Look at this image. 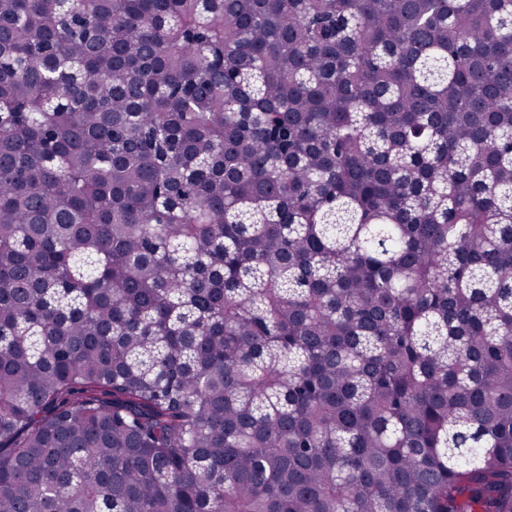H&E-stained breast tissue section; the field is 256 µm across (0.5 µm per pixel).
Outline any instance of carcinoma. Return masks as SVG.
I'll list each match as a JSON object with an SVG mask.
<instances>
[{
    "mask_svg": "<svg viewBox=\"0 0 512 512\" xmlns=\"http://www.w3.org/2000/svg\"><path fill=\"white\" fill-rule=\"evenodd\" d=\"M0 512H512V0H0Z\"/></svg>",
    "mask_w": 512,
    "mask_h": 512,
    "instance_id": "1",
    "label": "carcinoma"
}]
</instances>
